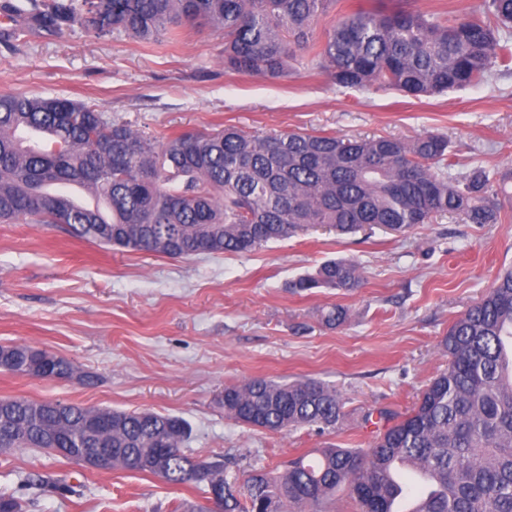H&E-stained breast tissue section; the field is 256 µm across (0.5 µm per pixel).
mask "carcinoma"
I'll use <instances>...</instances> for the list:
<instances>
[{
  "mask_svg": "<svg viewBox=\"0 0 512 512\" xmlns=\"http://www.w3.org/2000/svg\"><path fill=\"white\" fill-rule=\"evenodd\" d=\"M333 0H33L24 22L0 7V31L15 41L34 31L63 34L78 25L89 37L115 31L142 41L177 28L224 32V68L276 76L304 52L343 88L377 86L418 97L485 82L512 70V0H477L448 19L411 7L358 9L333 20L321 43L315 29ZM50 140L26 146L21 131ZM448 139L425 134L350 138L308 132L251 134L233 126L172 132L153 139L116 122L96 104L59 97L0 93V223L65 224L101 246L188 258L241 254L323 225L338 235L380 226L405 234L442 215L496 224L512 205V171L475 167L452 173ZM80 185L105 209L71 205L55 188ZM361 267L342 259L290 284L350 291ZM448 369L434 377L413 409L389 425L371 448H320L283 470H258L244 481L222 460L183 452L187 422L149 411L125 412L62 402L0 398V446L9 450L100 447L86 430L115 417L103 440L112 466L209 486L221 476L224 512H330L346 486L355 512H512V266L460 314L443 340ZM67 379L72 363L18 345L11 373ZM224 416L272 432L302 427L334 431L344 421L336 388L306 378L278 383L254 377L224 387ZM432 482L422 483L416 469Z\"/></svg>",
  "mask_w": 512,
  "mask_h": 512,
  "instance_id": "1",
  "label": "carcinoma"
}]
</instances>
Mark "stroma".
I'll use <instances>...</instances> for the list:
<instances>
[{
  "label": "stroma",
  "instance_id": "obj_1",
  "mask_svg": "<svg viewBox=\"0 0 512 512\" xmlns=\"http://www.w3.org/2000/svg\"><path fill=\"white\" fill-rule=\"evenodd\" d=\"M224 34L184 27L144 44L123 32L96 39L80 28L0 38V92L97 104L113 120L161 138L235 126L250 133L304 131L347 137H447L458 171L512 169V72L432 96L342 88L307 55L277 76L225 70ZM364 272L351 291L293 292L290 283L329 260ZM512 265V208L495 224L436 218L399 235L372 228L339 236L313 228L244 254L171 259L73 237L60 224L0 223V344L64 356L91 377L81 384L0 371V397L61 401L186 420L183 450L223 458L239 476L280 470L317 448H368L366 413L407 414L448 367V327ZM345 307L330 326L322 311ZM263 376L315 378L338 390V430L270 432L227 419L225 386ZM67 479L71 493L26 489L29 476ZM0 492L26 512H174L203 502L204 486L148 473L90 471L28 448L0 454Z\"/></svg>",
  "mask_w": 512,
  "mask_h": 512
}]
</instances>
